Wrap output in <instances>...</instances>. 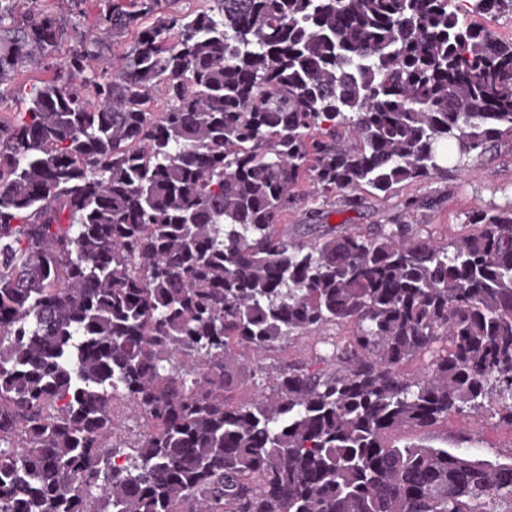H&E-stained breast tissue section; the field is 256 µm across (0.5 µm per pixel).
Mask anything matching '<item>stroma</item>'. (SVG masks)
Instances as JSON below:
<instances>
[{"label":"stroma","mask_w":512,"mask_h":512,"mask_svg":"<svg viewBox=\"0 0 512 512\" xmlns=\"http://www.w3.org/2000/svg\"><path fill=\"white\" fill-rule=\"evenodd\" d=\"M414 195L429 199V207L415 211L413 223L434 236L456 237L472 209L502 206L512 201V137H502L494 148L475 159L470 170L449 169L447 175L399 187L387 200L365 194L361 208L344 206L341 199L323 203V223L369 228L391 224L400 213L401 198ZM498 402H491L480 416L460 414L424 430L432 445L448 449L469 448L486 459L512 455V430L499 426Z\"/></svg>","instance_id":"stroma-1"}]
</instances>
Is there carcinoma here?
I'll list each match as a JSON object with an SVG mask.
<instances>
[{
	"mask_svg": "<svg viewBox=\"0 0 512 512\" xmlns=\"http://www.w3.org/2000/svg\"><path fill=\"white\" fill-rule=\"evenodd\" d=\"M179 2L111 0L55 63L64 19L0 0V102L54 71L0 117V512H512V455L401 442L492 393L512 428V206L283 224L512 135V40L460 0ZM348 325L241 396L237 349ZM53 75V71H47L43 67H27L23 69L11 85L12 94L1 105V112H16L19 106L15 99H28L29 86L35 81L47 80Z\"/></svg>",
	"mask_w": 512,
	"mask_h": 512,
	"instance_id": "carcinoma-1",
	"label": "carcinoma"
}]
</instances>
